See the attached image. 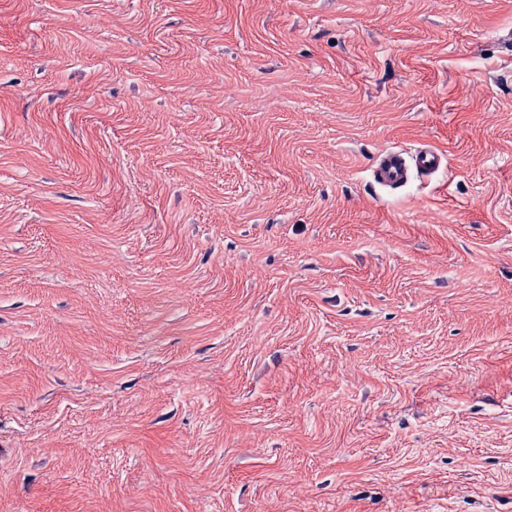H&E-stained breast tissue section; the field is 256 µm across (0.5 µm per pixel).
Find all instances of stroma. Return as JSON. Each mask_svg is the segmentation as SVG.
Instances as JSON below:
<instances>
[{
    "label": "stroma",
    "mask_w": 512,
    "mask_h": 512,
    "mask_svg": "<svg viewBox=\"0 0 512 512\" xmlns=\"http://www.w3.org/2000/svg\"><path fill=\"white\" fill-rule=\"evenodd\" d=\"M509 32L0 0V512H512ZM448 167L446 152L432 146L422 145L413 152L387 149L379 153L371 168L372 179L381 188L403 186L413 171L433 174Z\"/></svg>",
    "instance_id": "stroma-1"
}]
</instances>
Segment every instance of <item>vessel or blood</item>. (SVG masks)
Masks as SVG:
<instances>
[{
	"label": "vessel or blood",
	"mask_w": 512,
	"mask_h": 512,
	"mask_svg": "<svg viewBox=\"0 0 512 512\" xmlns=\"http://www.w3.org/2000/svg\"><path fill=\"white\" fill-rule=\"evenodd\" d=\"M447 166L446 152L431 145H423L411 152L384 150L375 157L371 174L379 187L397 188L403 186L412 173L433 174Z\"/></svg>",
	"instance_id": "obj_1"
}]
</instances>
